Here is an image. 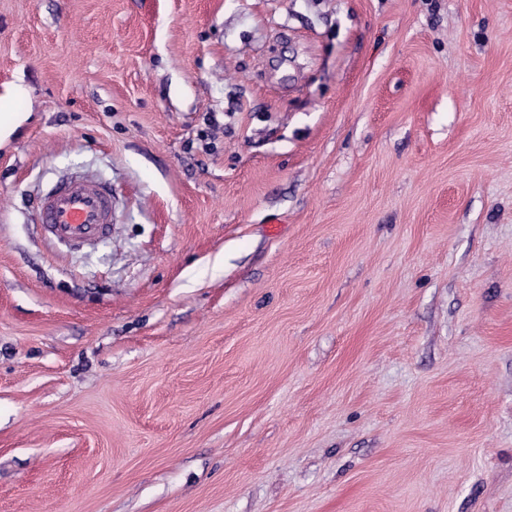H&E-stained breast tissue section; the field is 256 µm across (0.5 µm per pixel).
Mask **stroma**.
I'll list each match as a JSON object with an SVG mask.
<instances>
[{
    "mask_svg": "<svg viewBox=\"0 0 512 512\" xmlns=\"http://www.w3.org/2000/svg\"><path fill=\"white\" fill-rule=\"evenodd\" d=\"M1 131L0 512H512V0H0ZM38 220L49 238L77 248L112 231V190L82 177L54 184L41 198Z\"/></svg>",
    "mask_w": 512,
    "mask_h": 512,
    "instance_id": "1",
    "label": "stroma"
}]
</instances>
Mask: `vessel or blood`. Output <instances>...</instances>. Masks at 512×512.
I'll list each match as a JSON object with an SVG mask.
<instances>
[{
    "mask_svg": "<svg viewBox=\"0 0 512 512\" xmlns=\"http://www.w3.org/2000/svg\"><path fill=\"white\" fill-rule=\"evenodd\" d=\"M38 220L49 238L77 248L112 231V191L82 177L54 184L41 198Z\"/></svg>",
    "mask_w": 512,
    "mask_h": 512,
    "instance_id": "1",
    "label": "vessel or blood"
}]
</instances>
